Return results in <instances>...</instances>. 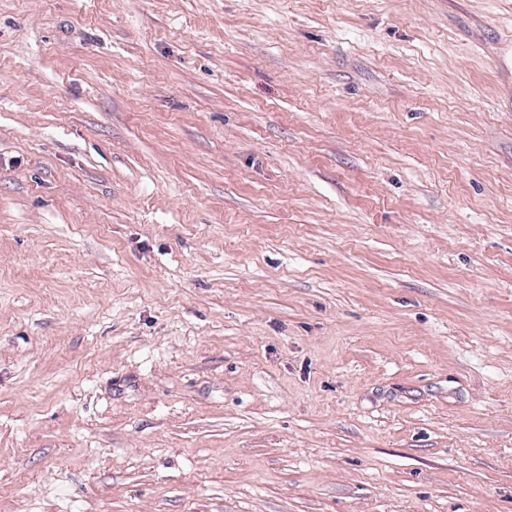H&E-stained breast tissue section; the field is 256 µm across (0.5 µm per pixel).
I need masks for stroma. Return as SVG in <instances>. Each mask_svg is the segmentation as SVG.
I'll return each mask as SVG.
<instances>
[{
	"instance_id": "stroma-1",
	"label": "stroma",
	"mask_w": 512,
	"mask_h": 512,
	"mask_svg": "<svg viewBox=\"0 0 512 512\" xmlns=\"http://www.w3.org/2000/svg\"><path fill=\"white\" fill-rule=\"evenodd\" d=\"M512 0H0V512H512Z\"/></svg>"
}]
</instances>
